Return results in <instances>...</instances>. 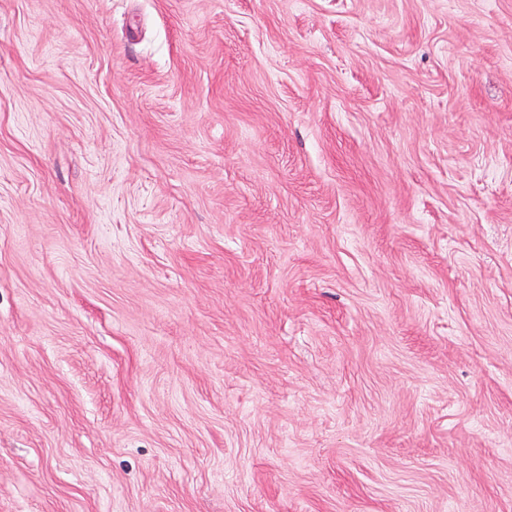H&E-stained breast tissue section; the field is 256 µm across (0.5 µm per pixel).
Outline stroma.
Here are the masks:
<instances>
[{
  "label": "stroma",
  "instance_id": "stroma-1",
  "mask_svg": "<svg viewBox=\"0 0 512 512\" xmlns=\"http://www.w3.org/2000/svg\"><path fill=\"white\" fill-rule=\"evenodd\" d=\"M0 512H512V0H0Z\"/></svg>",
  "mask_w": 512,
  "mask_h": 512
}]
</instances>
